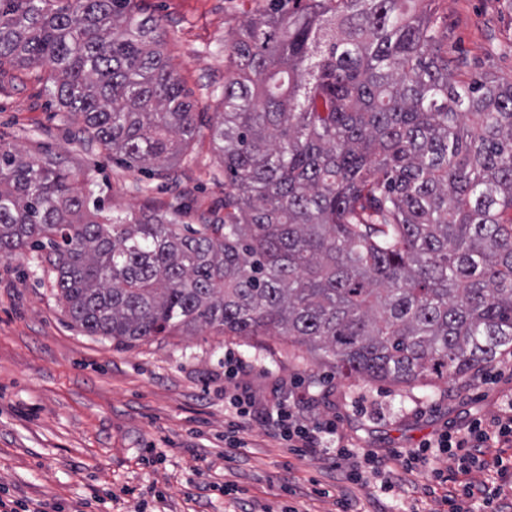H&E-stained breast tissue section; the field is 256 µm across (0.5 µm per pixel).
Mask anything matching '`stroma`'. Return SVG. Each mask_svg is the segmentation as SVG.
<instances>
[{
    "instance_id": "obj_1",
    "label": "stroma",
    "mask_w": 512,
    "mask_h": 512,
    "mask_svg": "<svg viewBox=\"0 0 512 512\" xmlns=\"http://www.w3.org/2000/svg\"><path fill=\"white\" fill-rule=\"evenodd\" d=\"M267 0H143L160 22L166 52L197 111L222 112L231 67L224 47ZM448 56L464 75L512 76V0H433ZM47 68L0 66V144L52 152L91 172L111 215L181 204L183 221L224 212V168L209 137L159 179L86 147L44 91ZM232 354L245 372L224 376ZM305 388L310 415L332 419L341 440L385 457L468 424L491 421L512 395V353L462 384L409 390L337 374L287 340L270 336H171L125 347L74 326L34 254L0 258V496L86 512H231L239 499L274 512H442L427 478L396 497L351 484L323 455L272 438L261 419L245 449L225 457L233 419L227 396L274 401L282 385Z\"/></svg>"
}]
</instances>
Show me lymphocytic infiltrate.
Here are the masks:
<instances>
[{
  "instance_id": "obj_1",
  "label": "lymphocytic infiltrate",
  "mask_w": 512,
  "mask_h": 512,
  "mask_svg": "<svg viewBox=\"0 0 512 512\" xmlns=\"http://www.w3.org/2000/svg\"><path fill=\"white\" fill-rule=\"evenodd\" d=\"M238 420L224 436L226 448L242 447L239 425L250 420L253 415H260L269 435L285 441L289 447L298 448L312 454L329 457L334 468H346L350 482L359 484L369 478L384 476V489L394 490V475H413L416 468L426 466L430 469L431 482L442 484L449 477L444 471L435 468L433 461L440 455H448L456 465V470L463 476L454 494L446 498L448 512H502L500 502L512 495V483L485 484L466 480L465 475L471 468L485 467L484 447L491 440L512 443V398L505 403L506 413L489 424L475 422L466 429L444 433L435 440L426 441L413 452H394L390 459H382L374 453H358L350 446L338 443L336 427L330 422H299V409L290 402L279 403L272 408L256 410L253 401L247 398H234L230 401Z\"/></svg>"
}]
</instances>
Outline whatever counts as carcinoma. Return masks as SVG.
<instances>
[{
	"label": "carcinoma",
	"mask_w": 512,
	"mask_h": 512,
	"mask_svg": "<svg viewBox=\"0 0 512 512\" xmlns=\"http://www.w3.org/2000/svg\"><path fill=\"white\" fill-rule=\"evenodd\" d=\"M433 0H267L225 46L224 217L106 214L66 158L0 144V256L42 252L72 322L121 345L277 336L413 389L512 352V79L464 78ZM142 0H0V65L166 178L202 131Z\"/></svg>",
	"instance_id": "obj_1"
}]
</instances>
